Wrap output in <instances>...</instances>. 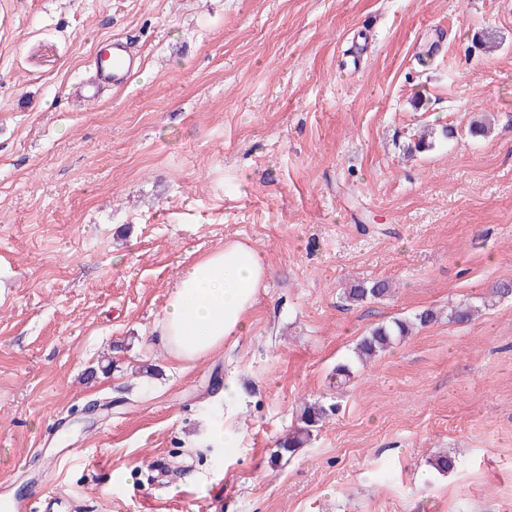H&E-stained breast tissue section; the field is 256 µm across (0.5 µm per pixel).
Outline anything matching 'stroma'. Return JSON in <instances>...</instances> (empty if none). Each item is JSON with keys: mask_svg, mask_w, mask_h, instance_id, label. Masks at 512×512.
I'll use <instances>...</instances> for the list:
<instances>
[{"mask_svg": "<svg viewBox=\"0 0 512 512\" xmlns=\"http://www.w3.org/2000/svg\"><path fill=\"white\" fill-rule=\"evenodd\" d=\"M115 37L139 72L74 98ZM230 241L273 271L250 328L174 362L168 288ZM380 279L388 297L346 301ZM503 284L512 0H0V490L50 512H512ZM315 399L340 410L273 460ZM159 457L173 488L148 479ZM412 321L395 319L388 324H379L373 327L366 336L357 343L354 358L364 365L367 360L376 357L380 352L386 351L399 338H405Z\"/></svg>", "mask_w": 512, "mask_h": 512, "instance_id": "1", "label": "stroma"}]
</instances>
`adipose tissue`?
<instances>
[{
    "label": "adipose tissue",
    "mask_w": 512,
    "mask_h": 512,
    "mask_svg": "<svg viewBox=\"0 0 512 512\" xmlns=\"http://www.w3.org/2000/svg\"><path fill=\"white\" fill-rule=\"evenodd\" d=\"M270 271L258 250L228 242L187 265L168 290L159 340L177 361L193 362L242 335Z\"/></svg>",
    "instance_id": "ef3b65f1"
}]
</instances>
